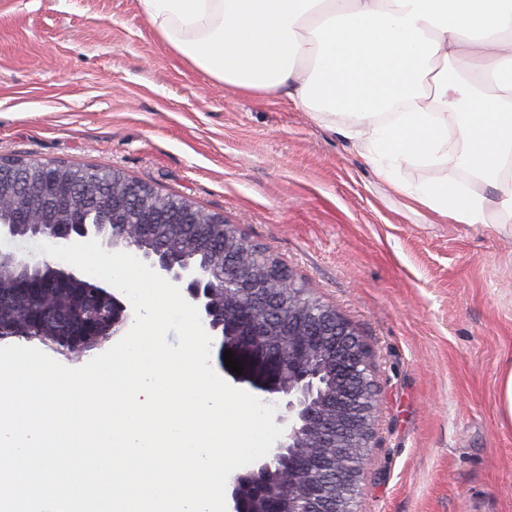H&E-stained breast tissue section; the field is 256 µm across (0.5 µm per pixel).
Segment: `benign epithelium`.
Segmentation results:
<instances>
[{
	"label": "benign epithelium",
	"mask_w": 512,
	"mask_h": 512,
	"mask_svg": "<svg viewBox=\"0 0 512 512\" xmlns=\"http://www.w3.org/2000/svg\"><path fill=\"white\" fill-rule=\"evenodd\" d=\"M112 173V189L102 199L112 206V224L97 228L84 223L82 214L75 211L74 197L66 194L55 196L54 208L74 211L72 224H35L29 238H46L56 243L72 242L87 238L98 231L107 243L126 248L141 236L155 229L153 224H128L122 218L135 206L145 205L144 187L136 180L118 177ZM9 205L24 215L32 208L42 206L41 187L27 182L17 188ZM167 230L180 234L191 226L199 248L209 246L215 225H224V238L239 250L240 261L232 266L237 287L249 299V304L233 305L243 330L242 341L249 350L262 356L265 378L256 380L247 373L237 375L224 369L236 384L247 383L251 388L285 399V413L276 423L284 427L282 439L270 452L256 461L246 472L230 476L232 486L231 512H253L254 503L246 495L251 478L276 472L283 497L298 501L304 512H357L351 507V496L364 477V464L358 462L359 451L372 447L374 422L378 412V386L374 378L370 351L362 339L356 336L352 325L341 315H336V348L338 369L347 376L350 387L344 399V408L336 420H330L323 412L313 411L311 402L315 394L320 371L322 345L320 339L308 329L293 324V319L304 316V310L288 315V321L280 323L284 342L275 349L264 348L255 324L264 316L279 315L275 292L282 288L299 287L293 275L281 264L273 270H264L251 261L252 252L246 247L249 240L235 224H227L224 217L197 208L190 203H180L162 214ZM149 266L170 283L178 286L197 303L205 320L219 321L223 310L217 308L216 299L224 287L216 286L211 279L201 278L193 263L178 260L167 253L156 251L143 255ZM96 294L112 300L109 310L112 320L111 340L122 336L131 320L126 306L112 292V287L94 283Z\"/></svg>",
	"instance_id": "7a95c632"
}]
</instances>
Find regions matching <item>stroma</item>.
Returning <instances> with one entry per match:
<instances>
[{
    "mask_svg": "<svg viewBox=\"0 0 512 512\" xmlns=\"http://www.w3.org/2000/svg\"><path fill=\"white\" fill-rule=\"evenodd\" d=\"M339 116L245 97L174 55L138 0H0V157L113 167L239 225L350 322L380 408L359 512H512V234L442 224Z\"/></svg>",
    "mask_w": 512,
    "mask_h": 512,
    "instance_id": "stroma-1",
    "label": "stroma"
}]
</instances>
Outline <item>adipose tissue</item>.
Masks as SVG:
<instances>
[{"label":"adipose tissue","mask_w":512,"mask_h":512,"mask_svg":"<svg viewBox=\"0 0 512 512\" xmlns=\"http://www.w3.org/2000/svg\"><path fill=\"white\" fill-rule=\"evenodd\" d=\"M198 72L348 122L378 178L405 163L454 175L400 191L456 224L512 229V0H139Z\"/></svg>","instance_id":"1"}]
</instances>
